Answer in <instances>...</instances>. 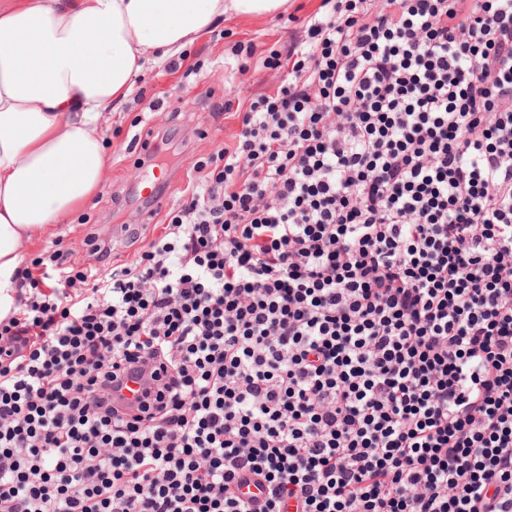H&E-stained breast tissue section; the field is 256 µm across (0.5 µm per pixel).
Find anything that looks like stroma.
<instances>
[{"instance_id": "1", "label": "stroma", "mask_w": 512, "mask_h": 512, "mask_svg": "<svg viewBox=\"0 0 512 512\" xmlns=\"http://www.w3.org/2000/svg\"><path fill=\"white\" fill-rule=\"evenodd\" d=\"M321 2L288 0L283 19L271 15L217 22L186 49V66L198 69L189 78L165 73L161 62L145 66L134 79L126 103L112 117L114 131L106 137L110 155L107 180L70 222L56 225L51 235L24 246L26 259L58 246L72 252L77 261L94 262L90 236L108 237L113 225L140 223L142 206L130 203L128 197L134 184L152 181L155 171L171 173L166 186L169 205L181 204L188 180L196 176L194 164L234 143L238 122L230 115L215 114L214 103L274 92L284 74L266 68L264 57L303 40L305 21L318 11ZM248 42L256 48L254 55L237 53V45ZM139 116L146 117V125L134 126ZM168 127L185 143V153L166 156L154 171L141 167L138 136L149 129Z\"/></svg>"}]
</instances>
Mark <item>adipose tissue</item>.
<instances>
[{"label": "adipose tissue", "instance_id": "obj_1", "mask_svg": "<svg viewBox=\"0 0 512 512\" xmlns=\"http://www.w3.org/2000/svg\"><path fill=\"white\" fill-rule=\"evenodd\" d=\"M286 0H0V314L24 244L105 182V132L134 77L213 23Z\"/></svg>", "mask_w": 512, "mask_h": 512}]
</instances>
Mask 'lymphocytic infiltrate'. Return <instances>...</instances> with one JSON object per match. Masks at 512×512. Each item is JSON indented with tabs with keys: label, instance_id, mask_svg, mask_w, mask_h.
Wrapping results in <instances>:
<instances>
[{
	"label": "lymphocytic infiltrate",
	"instance_id": "obj_1",
	"mask_svg": "<svg viewBox=\"0 0 512 512\" xmlns=\"http://www.w3.org/2000/svg\"><path fill=\"white\" fill-rule=\"evenodd\" d=\"M386 2L322 0L130 260L20 267L0 512H512V0Z\"/></svg>",
	"mask_w": 512,
	"mask_h": 512
}]
</instances>
